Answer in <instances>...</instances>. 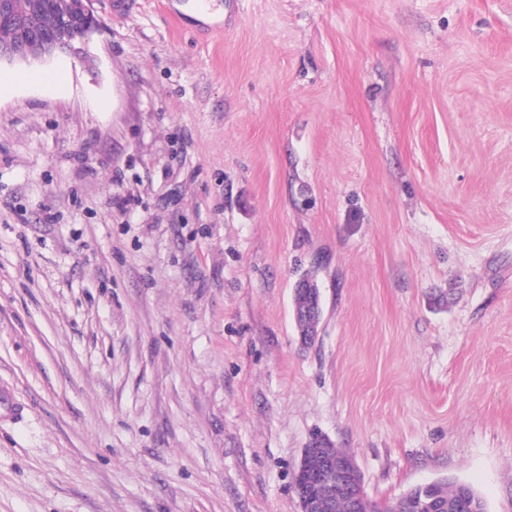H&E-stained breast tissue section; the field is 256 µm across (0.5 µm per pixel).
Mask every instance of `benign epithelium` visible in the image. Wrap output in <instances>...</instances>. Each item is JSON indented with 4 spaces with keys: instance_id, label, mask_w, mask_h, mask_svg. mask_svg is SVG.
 I'll use <instances>...</instances> for the list:
<instances>
[{
    "instance_id": "benign-epithelium-1",
    "label": "benign epithelium",
    "mask_w": 512,
    "mask_h": 512,
    "mask_svg": "<svg viewBox=\"0 0 512 512\" xmlns=\"http://www.w3.org/2000/svg\"><path fill=\"white\" fill-rule=\"evenodd\" d=\"M63 18L68 26L66 34H43L29 30L20 41L0 44V63L42 62L60 54L77 53L85 42L81 31L95 29L98 20L90 8V0H66L62 4ZM325 479L336 493L349 490L345 467L340 463H327Z\"/></svg>"
}]
</instances>
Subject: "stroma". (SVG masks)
<instances>
[{
  "instance_id": "stroma-1",
  "label": "stroma",
  "mask_w": 512,
  "mask_h": 512,
  "mask_svg": "<svg viewBox=\"0 0 512 512\" xmlns=\"http://www.w3.org/2000/svg\"><path fill=\"white\" fill-rule=\"evenodd\" d=\"M91 8L0 66V512H301L315 437L512 512V0ZM63 18L68 26L67 34H43L30 30L18 42V29L0 24V63L42 62L60 54L77 53L85 42L80 27L94 30L98 20L90 8V0H66L62 4ZM10 43V44H1Z\"/></svg>"
}]
</instances>
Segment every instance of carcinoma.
<instances>
[{
	"mask_svg": "<svg viewBox=\"0 0 512 512\" xmlns=\"http://www.w3.org/2000/svg\"><path fill=\"white\" fill-rule=\"evenodd\" d=\"M17 16L30 25L52 32L58 26V10L50 0H13ZM326 456L339 458L350 465L351 459L342 450L318 442L304 456L302 471L296 482L305 485L315 498L323 496L324 486L316 479L322 460ZM401 512H486L482 498L469 485L453 479H444L415 486L398 499ZM392 505L360 499L352 503L347 498H334L332 512H390Z\"/></svg>",
	"mask_w": 512,
	"mask_h": 512,
	"instance_id": "obj_1",
	"label": "carcinoma"
}]
</instances>
